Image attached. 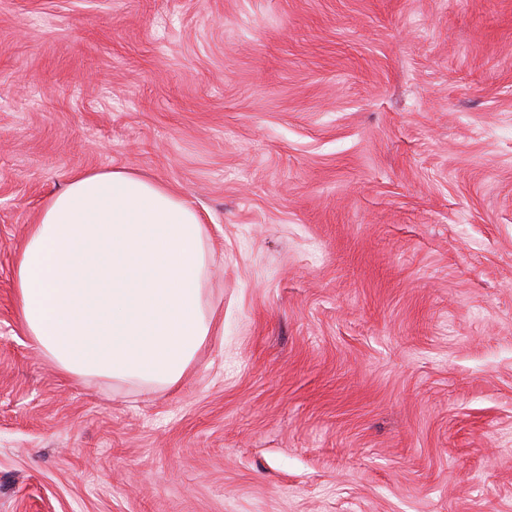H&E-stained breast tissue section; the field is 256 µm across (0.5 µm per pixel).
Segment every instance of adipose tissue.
I'll use <instances>...</instances> for the list:
<instances>
[{
    "instance_id": "1",
    "label": "adipose tissue",
    "mask_w": 512,
    "mask_h": 512,
    "mask_svg": "<svg viewBox=\"0 0 512 512\" xmlns=\"http://www.w3.org/2000/svg\"><path fill=\"white\" fill-rule=\"evenodd\" d=\"M200 214L130 169L74 176L13 266L18 318L68 379L177 385L215 331Z\"/></svg>"
}]
</instances>
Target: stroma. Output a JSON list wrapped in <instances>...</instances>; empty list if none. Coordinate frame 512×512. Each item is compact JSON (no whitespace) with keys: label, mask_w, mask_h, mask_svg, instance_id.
<instances>
[{"label":"stroma","mask_w":512,"mask_h":512,"mask_svg":"<svg viewBox=\"0 0 512 512\" xmlns=\"http://www.w3.org/2000/svg\"><path fill=\"white\" fill-rule=\"evenodd\" d=\"M114 168L210 228L170 388L17 323ZM0 512H512V0H0Z\"/></svg>","instance_id":"35a3bbf8"}]
</instances>
